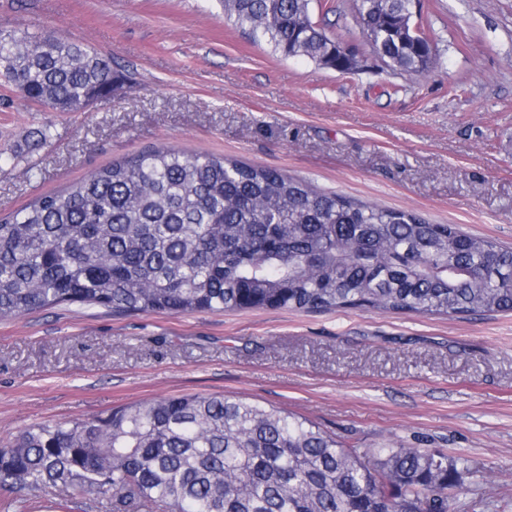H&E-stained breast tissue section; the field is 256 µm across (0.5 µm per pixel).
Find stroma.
<instances>
[{
    "mask_svg": "<svg viewBox=\"0 0 512 512\" xmlns=\"http://www.w3.org/2000/svg\"><path fill=\"white\" fill-rule=\"evenodd\" d=\"M312 19L355 48L345 74L282 58L221 0H0V30L109 57L111 99L42 108L0 76V215L112 160L166 146L269 167L512 247V0H421L439 66L382 64L357 0ZM47 140L29 150L31 131ZM221 393L306 417L354 448L462 459L452 512H512V314L351 309L0 320V445L34 424Z\"/></svg>",
    "mask_w": 512,
    "mask_h": 512,
    "instance_id": "obj_1",
    "label": "stroma"
}]
</instances>
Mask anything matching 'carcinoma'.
<instances>
[{
    "mask_svg": "<svg viewBox=\"0 0 512 512\" xmlns=\"http://www.w3.org/2000/svg\"><path fill=\"white\" fill-rule=\"evenodd\" d=\"M415 0H358L373 52L405 74L439 63L412 35ZM284 58L343 72L311 0H224ZM0 74L60 112L102 102L112 61L51 33L0 34ZM112 314L378 310L512 312V248L408 210L327 192L222 155L152 147L0 217V320L59 306ZM457 462L422 448H351L243 398L186 394L44 422L0 446V509L51 493L110 512H451Z\"/></svg>",
    "mask_w": 512,
    "mask_h": 512,
    "instance_id": "carcinoma-1",
    "label": "carcinoma"
}]
</instances>
